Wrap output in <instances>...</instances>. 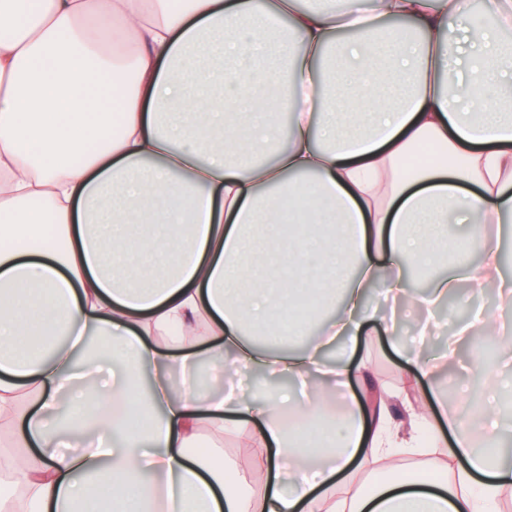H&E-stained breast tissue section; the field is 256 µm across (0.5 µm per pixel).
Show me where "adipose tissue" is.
I'll list each match as a JSON object with an SVG mask.
<instances>
[{"label":"adipose tissue","instance_id":"obj_1","mask_svg":"<svg viewBox=\"0 0 512 512\" xmlns=\"http://www.w3.org/2000/svg\"><path fill=\"white\" fill-rule=\"evenodd\" d=\"M344 4L0 0V512L12 488L29 512H498L512 423L494 393L459 415L433 389L396 424L323 351L378 327L432 377L452 350L376 324L368 286L403 297L404 259L446 265L415 301L425 333L456 288L501 282L512 117L486 96L512 56L453 35L511 27L512 0L479 19L472 0ZM452 218L471 227L454 258ZM205 358L253 375L251 395L202 391ZM269 377L306 383L297 410L330 436L286 428ZM230 417L255 443L232 482L187 452ZM424 426L441 456L404 472L395 451ZM360 458L381 479L358 483Z\"/></svg>","mask_w":512,"mask_h":512}]
</instances>
